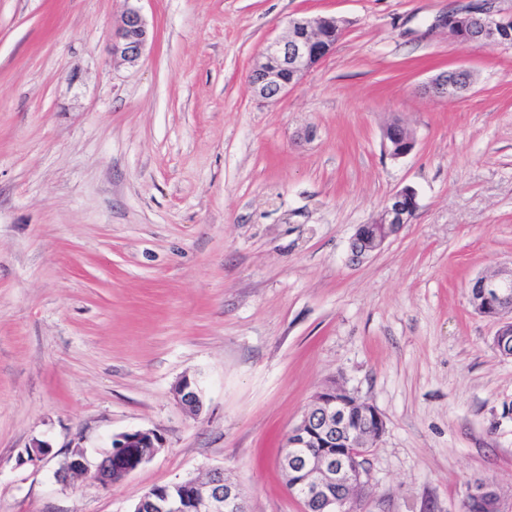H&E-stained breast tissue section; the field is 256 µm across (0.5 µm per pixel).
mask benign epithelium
<instances>
[{
	"instance_id": "1",
	"label": "benign epithelium",
	"mask_w": 512,
	"mask_h": 512,
	"mask_svg": "<svg viewBox=\"0 0 512 512\" xmlns=\"http://www.w3.org/2000/svg\"><path fill=\"white\" fill-rule=\"evenodd\" d=\"M438 26L447 29L460 42H479L489 48L512 42V15L501 16L484 3L469 8L464 14L450 11L438 20ZM339 30L340 21L332 16L291 20L287 34L268 41L248 72L254 95L265 102L286 96L311 69L328 57ZM108 37L112 59L130 66L140 62L151 40L147 23L135 8L123 13ZM472 85L471 72L456 68L435 75L426 92L433 97L446 98L448 92L465 93ZM384 140L387 153L394 160L407 156L415 146L411 135L397 121L385 129ZM417 209V193L413 188L407 186L392 194L374 220L356 229L349 242L351 260L361 261L397 238L412 222ZM471 287L480 295L479 306L493 309L495 317L501 319L495 341L497 352L512 358V341L506 342L512 335V267L492 276H480L472 281ZM174 392L184 407L202 408V392L191 379L181 378ZM351 398V393L338 385L322 388L316 396L317 413L304 414L286 440L288 448H306L319 440L330 448L336 447L334 454L330 452L307 460L305 478L293 485L300 490L298 498L303 505H319L321 512H360V500L352 487L365 483L367 468L362 463L366 454L355 451L357 440L365 437L366 446L373 447L385 430L383 416L371 404L361 409L357 425H351L347 417ZM163 448L161 438L152 430L121 433L112 438V446L103 455V461L91 468L85 455L74 451L61 462L55 477L68 485L77 475L90 472L97 485L108 486L112 484V470L117 469L127 477ZM50 452L49 444L36 441L25 449L21 461L39 465ZM463 509L499 512V496L494 486L487 482L467 486ZM133 512H250V508L239 486L224 480L223 470L213 469L207 483L186 478L155 490L149 497H140Z\"/></svg>"
}]
</instances>
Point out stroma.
I'll use <instances>...</instances> for the list:
<instances>
[{"mask_svg": "<svg viewBox=\"0 0 512 512\" xmlns=\"http://www.w3.org/2000/svg\"><path fill=\"white\" fill-rule=\"evenodd\" d=\"M469 4L0 0V512H132L214 467L251 512H303L281 451L333 379L385 420L363 512H462L480 480L512 512V358L467 296L512 265V45L438 28ZM131 5L153 33L133 67L107 36ZM315 15L342 22L332 53L258 100L266 41ZM459 67L469 92L425 94ZM406 186L412 223L351 261ZM138 429L165 447L133 474L56 481ZM36 440L53 459L19 463ZM388 155L393 160L407 156L414 148L415 142L405 127L399 122L391 123L384 132ZM175 396L179 403L186 408L200 410L203 406L202 392L195 381L189 378H181L174 388ZM89 471L90 467L85 455L82 452L74 451L61 462L55 471V477L58 482L69 485L78 474L83 476Z\"/></svg>", "mask_w": 512, "mask_h": 512, "instance_id": "stroma-1", "label": "stroma"}]
</instances>
